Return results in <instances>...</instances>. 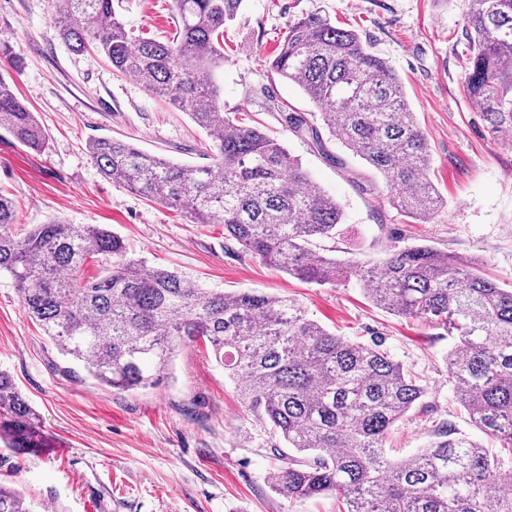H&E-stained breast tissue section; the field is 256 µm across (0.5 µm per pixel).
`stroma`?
I'll return each instance as SVG.
<instances>
[{"label": "stroma", "instance_id": "obj_1", "mask_svg": "<svg viewBox=\"0 0 512 512\" xmlns=\"http://www.w3.org/2000/svg\"><path fill=\"white\" fill-rule=\"evenodd\" d=\"M469 0H246L224 30L219 74L224 109L246 126L284 141L314 185L344 210L342 235L316 242L319 254L345 262L379 260L391 247L428 244L482 262L512 286V147L490 133L479 108L460 91ZM134 35L172 30L169 0H113ZM55 0H0V56L18 97L49 140L29 149L0 132V194L14 205V233L60 219L99 224L120 235L134 258L175 270L214 293L257 291L297 299L309 317L350 340L381 342L424 385L421 405L398 421L390 458L428 447L446 423L494 447L471 424L448 384L447 332L376 307L345 279L317 285L241 253L220 224L184 213L105 180L89 142L109 135L186 163L206 158V134L191 118L113 71L95 52L73 53L53 23ZM357 30L401 78L405 97L431 146L430 177L446 205L413 221L390 204L383 178L362 162H325L284 131L281 107L314 113L298 86L268 67L288 26L308 13ZM363 174L365 194L351 182ZM0 369L8 372L54 441L37 455L0 446V482L20 489L34 512H337L336 499H289L273 491L282 442L243 404L223 366L204 347L182 349L173 379L153 389L119 391L92 380L59 354L0 274Z\"/></svg>", "mask_w": 512, "mask_h": 512}]
</instances>
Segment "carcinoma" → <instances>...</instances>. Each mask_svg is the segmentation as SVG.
Instances as JSON below:
<instances>
[{
  "label": "carcinoma",
  "instance_id": "1",
  "mask_svg": "<svg viewBox=\"0 0 512 512\" xmlns=\"http://www.w3.org/2000/svg\"><path fill=\"white\" fill-rule=\"evenodd\" d=\"M244 0H170L174 31L136 39L112 0H62L60 38L92 49L121 74L187 113L209 137L210 162L181 164L108 137L89 153L100 173L148 201L222 224L224 235L264 264L308 283L355 278L370 301L393 314L441 325L454 343L448 383L470 421L499 442L491 452L448 426L429 447L397 460L389 433L425 395L420 380L382 344L328 331L294 298L212 293L195 281L128 256L98 224L53 220L25 235L0 195V273L59 352L95 382L121 391L153 388L177 352L203 340L237 385L248 410L280 435L288 454L270 487L290 499L333 495L341 512H512V288L428 244L391 248L379 262L343 264L315 255L317 238L341 234L344 212L315 188L278 138L224 111L217 72L224 26ZM462 91L490 132L512 146V0H469ZM271 69L297 85L319 121L281 110V124L328 162L341 143L385 180L390 204L419 221L445 201L430 179V145L387 62L353 30L316 12L288 28ZM39 151L48 140L12 79L0 73V131ZM100 259L95 276L84 274ZM0 441L22 454L50 447L13 377L0 371ZM0 512H32L0 484Z\"/></svg>",
  "mask_w": 512,
  "mask_h": 512
}]
</instances>
